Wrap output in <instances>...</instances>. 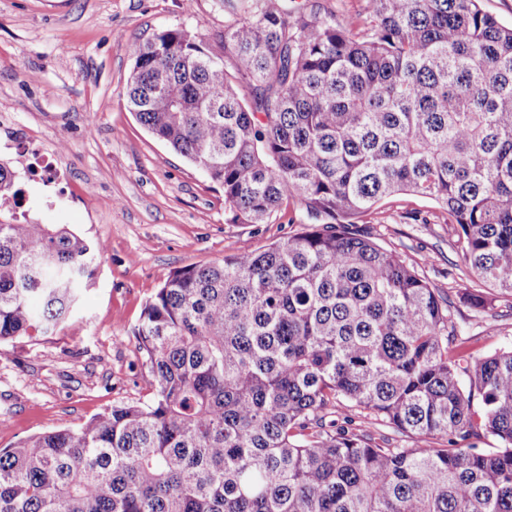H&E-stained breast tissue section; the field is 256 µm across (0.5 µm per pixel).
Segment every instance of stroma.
<instances>
[{
	"instance_id": "35a3bbf8",
	"label": "stroma",
	"mask_w": 512,
	"mask_h": 512,
	"mask_svg": "<svg viewBox=\"0 0 512 512\" xmlns=\"http://www.w3.org/2000/svg\"><path fill=\"white\" fill-rule=\"evenodd\" d=\"M174 28L197 32L223 55L218 0H0V114L29 127L40 154L66 146L58 161L64 176L50 183L27 178V153L0 137V160L25 190L21 209L106 244L92 286L65 322L0 343V448L79 425L115 403L148 401L152 386L134 330L169 273L261 249L299 229L303 212L293 200L272 223H228L223 189L128 111V44ZM360 225L450 296L473 350L512 346V296L494 297L485 313L462 302L484 285L470 276L455 227L435 202L392 196ZM335 418L368 429L375 443L413 444L359 408L338 406Z\"/></svg>"
}]
</instances>
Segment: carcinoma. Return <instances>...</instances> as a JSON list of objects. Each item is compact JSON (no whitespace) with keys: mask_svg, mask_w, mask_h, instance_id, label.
I'll return each mask as SVG.
<instances>
[{"mask_svg":"<svg viewBox=\"0 0 512 512\" xmlns=\"http://www.w3.org/2000/svg\"><path fill=\"white\" fill-rule=\"evenodd\" d=\"M220 3L232 70L189 29L135 40L128 108L224 189L228 223L289 199L316 223L171 272L135 329L151 400L0 448V512H512V348L472 352L452 303L356 226L428 197L512 294V25L479 0H367L363 35L311 0ZM20 195L0 163V208ZM100 253L0 222V342L63 323ZM340 403L416 445L326 420Z\"/></svg>","mask_w":512,"mask_h":512,"instance_id":"cac0c4a2","label":"carcinoma"}]
</instances>
